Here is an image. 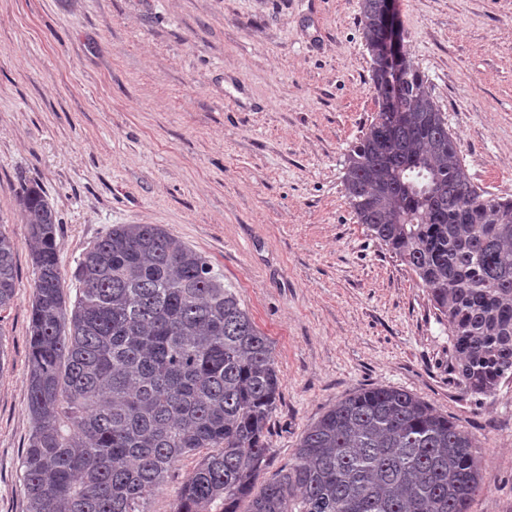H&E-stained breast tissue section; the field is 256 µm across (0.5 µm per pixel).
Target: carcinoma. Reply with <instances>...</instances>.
<instances>
[{
  "label": "carcinoma",
  "mask_w": 512,
  "mask_h": 512,
  "mask_svg": "<svg viewBox=\"0 0 512 512\" xmlns=\"http://www.w3.org/2000/svg\"><path fill=\"white\" fill-rule=\"evenodd\" d=\"M383 0H361L378 112L349 153L358 223L408 266L446 322L475 393L512 381V198L476 185L409 55L389 81ZM18 203L34 293L21 457L26 512H149L168 472L204 452L171 512H471L481 460L462 427L409 391L362 388L301 436L288 469L255 490L280 395L272 341L209 261L158 224H115L76 267L67 307L56 212L36 183ZM0 232V310L15 294Z\"/></svg>",
  "instance_id": "carcinoma-1"
}]
</instances>
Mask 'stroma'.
I'll list each match as a JSON object with an SVG mask.
<instances>
[{"label": "stroma", "instance_id": "1", "mask_svg": "<svg viewBox=\"0 0 512 512\" xmlns=\"http://www.w3.org/2000/svg\"><path fill=\"white\" fill-rule=\"evenodd\" d=\"M361 0H0V231L15 297L0 311V512H25L20 461L34 274L17 195L43 188L63 286L115 224H158L235 288L282 387L272 476L350 393L417 394L474 438L471 512H512V382H459L418 278L359 224L344 160L376 115ZM474 182L512 198V0H397Z\"/></svg>", "mask_w": 512, "mask_h": 512}]
</instances>
